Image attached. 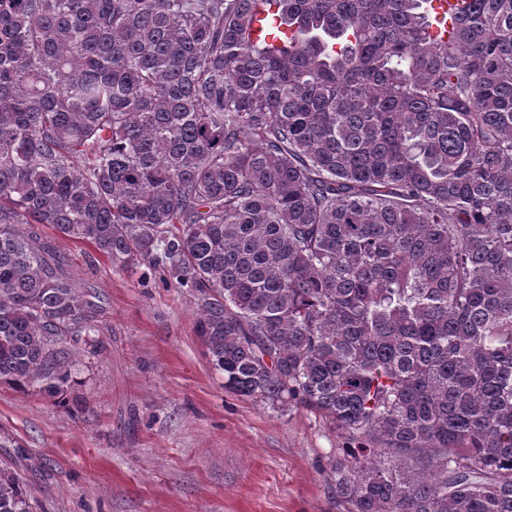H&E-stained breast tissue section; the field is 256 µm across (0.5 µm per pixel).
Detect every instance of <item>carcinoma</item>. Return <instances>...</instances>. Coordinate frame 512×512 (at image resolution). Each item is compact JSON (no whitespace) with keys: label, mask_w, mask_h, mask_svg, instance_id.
<instances>
[{"label":"carcinoma","mask_w":512,"mask_h":512,"mask_svg":"<svg viewBox=\"0 0 512 512\" xmlns=\"http://www.w3.org/2000/svg\"><path fill=\"white\" fill-rule=\"evenodd\" d=\"M0 0V383L94 316L49 226L197 298L224 388L352 447L345 512H512V0ZM0 512H34L15 459ZM265 2H260L256 9V17L254 22V37L262 38L264 37L265 41L272 42L278 45H283V41L276 39L274 40L272 35H270V29L268 26L269 18L272 17L276 20V11L277 6L274 2H270L269 0H261ZM469 0H433L428 36L439 43H448L458 27V20L467 8Z\"/></svg>","instance_id":"1"}]
</instances>
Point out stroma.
<instances>
[{
    "label": "stroma",
    "instance_id": "stroma-1",
    "mask_svg": "<svg viewBox=\"0 0 512 512\" xmlns=\"http://www.w3.org/2000/svg\"><path fill=\"white\" fill-rule=\"evenodd\" d=\"M100 327L76 356L71 409L0 384V457L24 455L36 512H342L326 480L349 447L302 407L225 391L197 336L196 298L162 268L118 269L42 230Z\"/></svg>",
    "mask_w": 512,
    "mask_h": 512
}]
</instances>
